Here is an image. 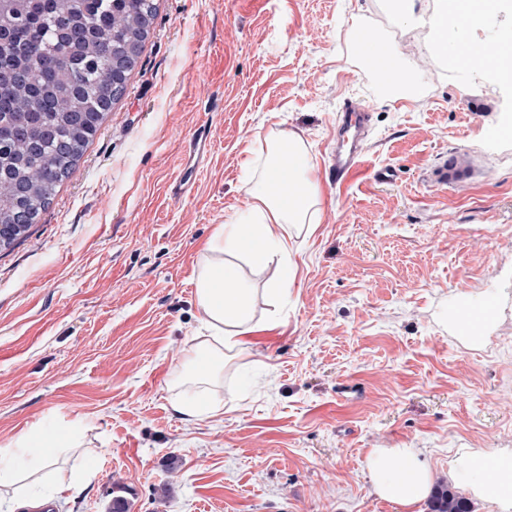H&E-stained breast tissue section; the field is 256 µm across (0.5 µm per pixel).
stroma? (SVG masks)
<instances>
[{"instance_id": "obj_1", "label": "stroma", "mask_w": 512, "mask_h": 512, "mask_svg": "<svg viewBox=\"0 0 512 512\" xmlns=\"http://www.w3.org/2000/svg\"><path fill=\"white\" fill-rule=\"evenodd\" d=\"M158 6L76 170L0 250V448L79 428L59 472L90 477L54 512H108L116 482L131 512H399L371 492L370 449H422L441 486L463 452L512 450V138L490 136L512 89L430 53L434 0L400 26L390 0ZM355 27L384 31L419 102H390ZM349 100L367 109L368 151L339 186ZM288 131L316 162L321 221L292 241L287 297L269 294L273 269H244L256 320L277 326L214 386L218 413L185 420L170 397L200 334L202 249L249 204L244 161ZM465 305L495 309L480 342L459 332Z\"/></svg>"}]
</instances>
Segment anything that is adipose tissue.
I'll use <instances>...</instances> for the list:
<instances>
[{"label": "adipose tissue", "instance_id": "1", "mask_svg": "<svg viewBox=\"0 0 512 512\" xmlns=\"http://www.w3.org/2000/svg\"><path fill=\"white\" fill-rule=\"evenodd\" d=\"M503 16L512 17V0H435L429 19L432 53L449 66L468 68L512 87V24L501 27L495 53L479 60L466 54L465 44L457 36L458 29L481 30ZM354 45L368 65H375L377 58L385 59L382 83L392 100L418 99V88L393 46L383 42L369 46L359 39ZM267 158L261 171H246L242 189L249 205L220 226L199 267L196 299L208 337L186 356L193 388L171 400L173 409L189 421L216 414L213 382L223 375L226 360L247 352L253 336L262 330L253 315L252 290L240 272L238 259L256 269L276 264L277 291L287 293L297 270L288 242L300 226L320 221L322 191L304 142L292 133L270 137ZM75 445L67 429L39 427L21 434L10 447L0 448V488L9 489L14 512H34L44 499L58 496V489L47 486L46 480L53 474L59 454ZM486 460L491 463L487 469L482 466ZM364 467L377 497L399 506L402 512H415L436 480L418 448L371 449ZM450 476L476 490L480 499L512 504V456L479 452L458 459Z\"/></svg>", "mask_w": 512, "mask_h": 512}]
</instances>
